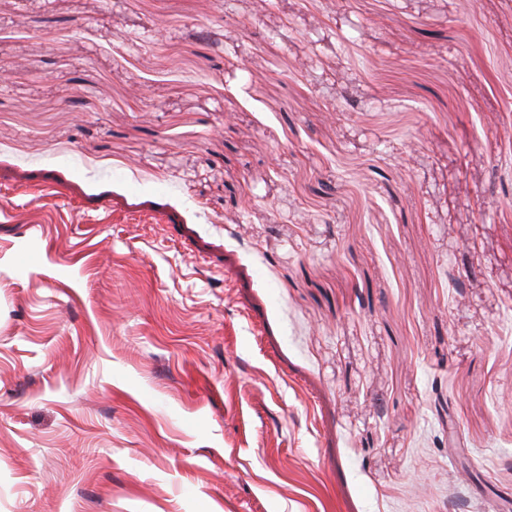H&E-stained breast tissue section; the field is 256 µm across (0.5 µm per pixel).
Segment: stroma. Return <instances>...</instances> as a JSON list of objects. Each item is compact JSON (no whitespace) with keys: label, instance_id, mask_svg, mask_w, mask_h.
Returning <instances> with one entry per match:
<instances>
[{"label":"stroma","instance_id":"obj_1","mask_svg":"<svg viewBox=\"0 0 512 512\" xmlns=\"http://www.w3.org/2000/svg\"><path fill=\"white\" fill-rule=\"evenodd\" d=\"M0 512H512V0H0Z\"/></svg>","mask_w":512,"mask_h":512}]
</instances>
